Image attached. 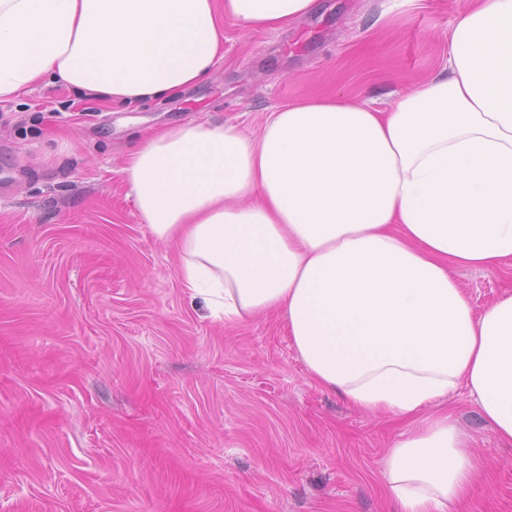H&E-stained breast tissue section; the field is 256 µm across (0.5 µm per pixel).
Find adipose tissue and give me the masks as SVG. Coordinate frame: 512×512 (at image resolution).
<instances>
[{
    "instance_id": "obj_1",
    "label": "adipose tissue",
    "mask_w": 512,
    "mask_h": 512,
    "mask_svg": "<svg viewBox=\"0 0 512 512\" xmlns=\"http://www.w3.org/2000/svg\"><path fill=\"white\" fill-rule=\"evenodd\" d=\"M315 0H0V101L34 84L132 107L208 79L224 20L293 27ZM186 295L235 326L281 312L310 378L412 424L383 477L399 512H448L478 477L445 401L512 445V293L481 312L450 270L512 261V0H471L442 72L380 110L300 98L258 135L149 132L123 168Z\"/></svg>"
}]
</instances>
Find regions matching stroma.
<instances>
[{
    "label": "stroma",
    "mask_w": 512,
    "mask_h": 512,
    "mask_svg": "<svg viewBox=\"0 0 512 512\" xmlns=\"http://www.w3.org/2000/svg\"><path fill=\"white\" fill-rule=\"evenodd\" d=\"M468 0H316L293 28L224 21L211 78L127 110L59 84L0 102V512H396L382 471L405 425L313 383L284 315L227 326L183 292L123 173L142 135L343 92L384 109L441 73ZM452 274L475 311L512 290ZM485 471L467 512H512V446L465 393Z\"/></svg>",
    "instance_id": "35a3bbf8"
}]
</instances>
